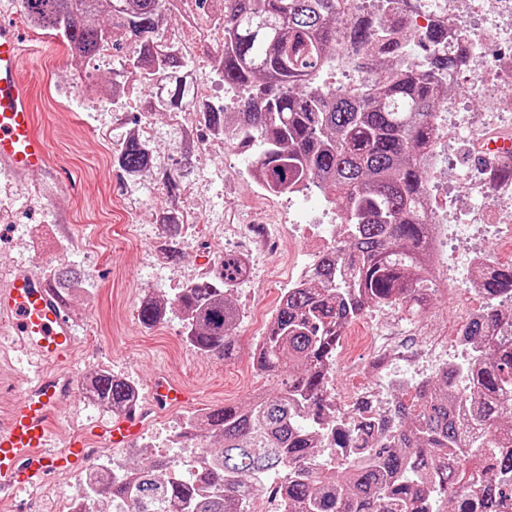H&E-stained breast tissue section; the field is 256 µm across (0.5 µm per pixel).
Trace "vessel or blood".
<instances>
[{"label": "vessel or blood", "mask_w": 512, "mask_h": 512, "mask_svg": "<svg viewBox=\"0 0 512 512\" xmlns=\"http://www.w3.org/2000/svg\"><path fill=\"white\" fill-rule=\"evenodd\" d=\"M24 65L21 33L0 22V177L21 184L48 163V150L34 133L30 92L19 74ZM9 318V335L19 348L49 364L30 381L7 421L0 423V498L17 489H34L54 477L83 469L96 453L89 435L58 440L52 424L60 405L76 395L78 351L65 306L33 268L18 267L0 286V316ZM179 381L160 377L148 403L112 421L99 432L105 446L133 442L152 414L190 403Z\"/></svg>", "instance_id": "b4317fda"}]
</instances>
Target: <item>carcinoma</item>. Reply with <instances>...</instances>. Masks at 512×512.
<instances>
[{"label":"carcinoma","instance_id":"carcinoma-1","mask_svg":"<svg viewBox=\"0 0 512 512\" xmlns=\"http://www.w3.org/2000/svg\"><path fill=\"white\" fill-rule=\"evenodd\" d=\"M218 80L237 92L235 111L199 104L181 75L185 57H161L162 0H24L34 28L61 38L70 52L94 56L107 42L128 44L126 59L143 81L163 86L150 111L199 110L204 128L249 152L251 178L288 191L317 188L339 213L343 240L323 250L307 282L284 289L257 342V370L275 389L246 407L208 408L185 418L177 441L203 451L176 468L163 456L137 468L99 463L87 469L76 512H248L277 478L278 512H512V264L481 281L483 306L463 329L473 356L435 376L399 386L390 413L372 415L364 396L336 412L332 382L342 329L372 308L396 307L413 321L437 291L431 280L425 160L436 104L476 50L448 46V29L412 19L384 0L348 12V0H226ZM118 31L108 39L100 14ZM364 71L353 90L321 81L337 59ZM128 175L145 170L150 148L135 136L113 154ZM178 258L183 225L160 218ZM246 264L226 257L172 298L186 340L204 357L233 356L240 314L227 293ZM49 282L64 300L76 273ZM164 303L144 301L139 320L154 326ZM500 329L498 335L490 329ZM95 403L114 415L137 404V386L105 369L88 379ZM327 448L353 450L345 462Z\"/></svg>","mask_w":512,"mask_h":512}]
</instances>
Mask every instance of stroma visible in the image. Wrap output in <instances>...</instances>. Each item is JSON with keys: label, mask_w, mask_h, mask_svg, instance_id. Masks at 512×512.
<instances>
[{"label": "stroma", "mask_w": 512, "mask_h": 512, "mask_svg": "<svg viewBox=\"0 0 512 512\" xmlns=\"http://www.w3.org/2000/svg\"><path fill=\"white\" fill-rule=\"evenodd\" d=\"M457 8L480 32L486 60L512 49V20L486 15L483 0H456ZM0 17L10 20L30 47L22 79L30 86L35 115V133L49 149L50 174L36 173L26 186L0 179V270L25 264L39 273L67 267L82 281L66 311L79 340V371L97 369L134 380L141 395H148L157 367H164L198 395L196 401L174 412L154 415L138 437L140 443L160 450L175 460L187 459L197 448L187 441L173 445L171 435L187 413L224 405H243L257 393L272 391L273 379L255 372L252 352L275 312L288 269L275 249L277 235L295 236L297 263L314 262L325 244L316 225L323 219L319 195L296 196L280 202L279 213L288 224L266 221V204L249 187L245 155L236 147L219 148L209 154L210 167L223 169V179L208 180L206 172L186 160V142L171 125L167 113L145 112L143 102L151 96L147 85L129 80L136 102L100 99L101 88L112 78V66L131 57V48L111 54L110 62L95 57L71 55L60 39L42 33L25 20L17 0H0ZM512 99V80L496 72L464 68L457 83L456 111L478 112L484 98ZM154 128L151 165L137 176L116 170L112 149L120 139L135 132L140 122ZM475 140L459 138L450 160L434 172V196L438 202L452 200V217L460 223L476 214H490L486 190L473 182L453 194L450 183L458 170L481 168ZM181 177L176 196L164 184L167 174ZM209 200L203 212L204 230L183 235L178 243L181 257L170 261L156 224L168 207L187 208L197 192ZM243 223L246 234L236 242L249 253L255 277L232 293L241 314L236 330V348L231 359L218 360L198 354L187 342L175 313L145 328L138 319L141 300L148 294L173 298L177 289L210 271L217 261L216 240L225 223ZM453 308L443 292H436L421 320H400L394 308L375 309L373 317L353 322L336 355L333 387L341 405H349L367 389L384 390L387 375L360 370L370 356L366 333L372 323L393 325L394 334L407 358H420L426 338L448 330ZM38 370L26 356L0 334V419L17 402L29 377ZM111 413L71 400L62 404L53 429L59 436L96 424L107 425ZM81 474L53 480L36 491H23L21 499H33L34 512H58L59 496L81 493Z\"/></svg>", "instance_id": "35a3bbf8"}]
</instances>
